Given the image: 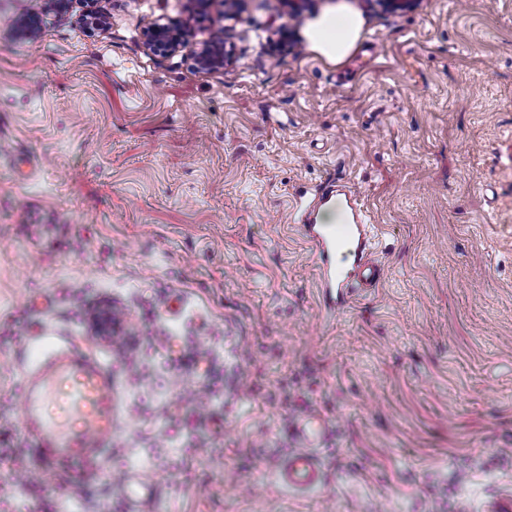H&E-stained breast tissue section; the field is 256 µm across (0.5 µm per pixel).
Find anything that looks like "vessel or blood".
Here are the masks:
<instances>
[{"instance_id": "obj_1", "label": "vessel or blood", "mask_w": 512, "mask_h": 512, "mask_svg": "<svg viewBox=\"0 0 512 512\" xmlns=\"http://www.w3.org/2000/svg\"><path fill=\"white\" fill-rule=\"evenodd\" d=\"M298 210L299 230L317 259L319 287L329 306H344L355 286L379 283L382 269L369 256L370 226L351 187L328 180ZM328 211L340 215V224L322 223ZM39 347L36 356L30 345H22L15 357L23 374V427L44 471L72 492L96 482L112 453L118 420L112 357L90 352L65 331L40 337ZM325 430L324 420L315 416L295 422V446L277 474L281 483L295 489L321 484L318 445ZM121 490L130 512H140L160 494L159 485L135 468L125 472Z\"/></svg>"}]
</instances>
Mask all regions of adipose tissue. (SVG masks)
I'll return each mask as SVG.
<instances>
[{"mask_svg": "<svg viewBox=\"0 0 512 512\" xmlns=\"http://www.w3.org/2000/svg\"><path fill=\"white\" fill-rule=\"evenodd\" d=\"M363 30L361 15L343 8L311 20L305 36L309 48L328 61L339 63L356 48Z\"/></svg>", "mask_w": 512, "mask_h": 512, "instance_id": "ef3b65f1", "label": "adipose tissue"}]
</instances>
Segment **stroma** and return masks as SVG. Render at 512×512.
Masks as SVG:
<instances>
[{
	"mask_svg": "<svg viewBox=\"0 0 512 512\" xmlns=\"http://www.w3.org/2000/svg\"><path fill=\"white\" fill-rule=\"evenodd\" d=\"M342 3L336 64L303 30ZM32 5L0 0V512H124L136 466L147 512L512 503V0H73L17 40ZM156 20L175 53L145 49ZM217 27L232 61L199 70ZM336 172L384 274L332 310L296 202ZM44 329L115 360L122 429L78 502L18 478L14 356ZM302 415L329 426L305 490L277 479ZM363 23L361 15L349 8L322 14L307 24L308 47L326 60L340 63L357 47ZM185 28L181 24L150 23L143 31L145 47L155 55H169L185 42ZM121 490L128 510L141 511V506L160 495V487L145 477L140 469H128L121 481Z\"/></svg>",
	"mask_w": 512,
	"mask_h": 512,
	"instance_id": "35a3bbf8",
	"label": "stroma"
}]
</instances>
